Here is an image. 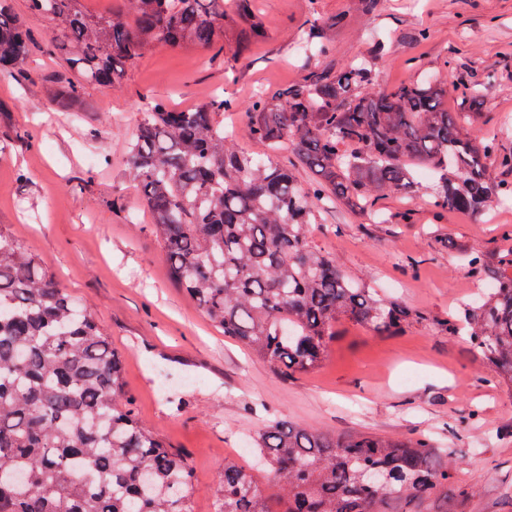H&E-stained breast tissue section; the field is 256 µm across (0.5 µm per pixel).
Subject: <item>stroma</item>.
<instances>
[{"label":"stroma","mask_w":512,"mask_h":512,"mask_svg":"<svg viewBox=\"0 0 512 512\" xmlns=\"http://www.w3.org/2000/svg\"><path fill=\"white\" fill-rule=\"evenodd\" d=\"M265 37L243 55L158 46L127 65L116 86L90 85L60 107L53 95L61 55H47L50 21L32 18L34 44L22 69L0 73V224L37 253L90 310L124 359V383L145 426L189 456L194 512H215L224 462L253 463L249 440L274 422L331 435L432 436L452 453L450 512H512V389L467 337L448 335L483 287L460 264L461 251L512 247L501 227L512 208L482 217L428 209V186L388 205L389 223L326 207L311 246L346 274L365 280L412 312L379 334L343 321L322 363L283 375L226 340L172 281L166 252L126 166L144 106L162 100L192 108L222 96L235 103L224 129L236 147L258 153L246 110L311 72L362 57L375 88L447 67L449 80L482 82V134L504 133L512 116V0H253ZM336 20L329 55L299 54L294 42L313 18ZM428 40H420V31ZM380 35L382 50L372 37ZM414 209L416 221L401 213ZM473 489L459 499L458 485Z\"/></svg>","instance_id":"obj_1"}]
</instances>
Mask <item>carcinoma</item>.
I'll list each match as a JSON object with an SVG mask.
<instances>
[{
	"label": "carcinoma",
	"instance_id": "obj_1",
	"mask_svg": "<svg viewBox=\"0 0 512 512\" xmlns=\"http://www.w3.org/2000/svg\"><path fill=\"white\" fill-rule=\"evenodd\" d=\"M107 15L81 0H27L33 17L55 24L49 55L67 49L56 91L63 105L86 86L115 85L127 63L155 45L224 53L231 28L243 52L265 36L251 0H121ZM309 29L298 47L327 54L325 30ZM30 28L0 0V70L26 59ZM455 85L442 70L392 89L372 87L365 61L310 74L247 109L263 156L244 154L224 136V99L179 111L148 103L130 146L128 175L142 189L154 233L166 248L174 283L196 300L224 336L284 374L323 361L343 320L376 332L411 313L343 273L315 250L308 224L321 206L385 224L383 203L410 195L419 172L433 174L438 212L477 217L512 202V148L478 135L484 95L474 88L448 108ZM315 175L308 187L272 160L282 148ZM468 271L490 288L467 304L464 330L512 387V251L488 261L464 254ZM274 472L279 496H266L252 469L224 462L216 512H435L448 499L453 459L430 439L368 434L342 437L275 423L253 441ZM192 470L139 422L122 383V361L87 308L38 256L0 229V512H193Z\"/></svg>",
	"mask_w": 512,
	"mask_h": 512
}]
</instances>
